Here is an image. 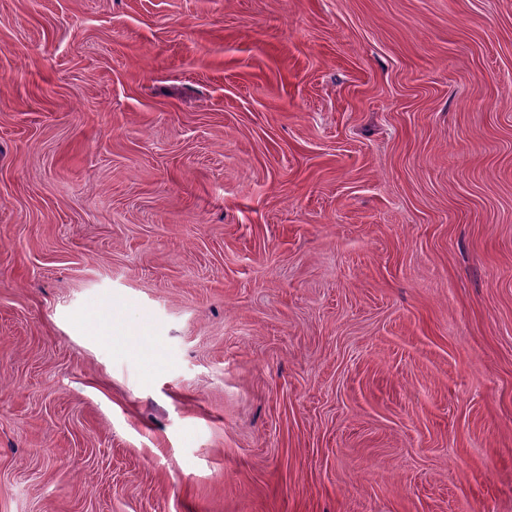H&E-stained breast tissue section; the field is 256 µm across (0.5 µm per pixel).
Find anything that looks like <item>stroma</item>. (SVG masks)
Listing matches in <instances>:
<instances>
[{"label":"stroma","instance_id":"stroma-1","mask_svg":"<svg viewBox=\"0 0 512 512\" xmlns=\"http://www.w3.org/2000/svg\"><path fill=\"white\" fill-rule=\"evenodd\" d=\"M0 512H512V0H0Z\"/></svg>","mask_w":512,"mask_h":512}]
</instances>
